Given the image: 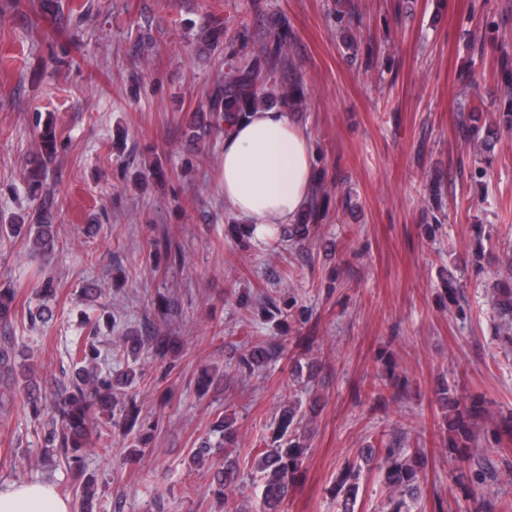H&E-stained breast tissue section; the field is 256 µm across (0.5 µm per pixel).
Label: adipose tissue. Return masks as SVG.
Segmentation results:
<instances>
[{"mask_svg":"<svg viewBox=\"0 0 512 512\" xmlns=\"http://www.w3.org/2000/svg\"><path fill=\"white\" fill-rule=\"evenodd\" d=\"M312 171L309 137L291 109L249 113L224 138V209L252 224L255 238L274 239L296 222ZM0 512H70V505L51 483L18 482L0 488Z\"/></svg>","mask_w":512,"mask_h":512,"instance_id":"ef3b65f1","label":"adipose tissue"}]
</instances>
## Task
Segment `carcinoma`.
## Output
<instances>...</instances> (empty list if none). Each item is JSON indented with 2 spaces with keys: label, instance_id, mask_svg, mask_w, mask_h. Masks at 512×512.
Here are the masks:
<instances>
[{
  "label": "carcinoma",
  "instance_id": "cac0c4a2",
  "mask_svg": "<svg viewBox=\"0 0 512 512\" xmlns=\"http://www.w3.org/2000/svg\"><path fill=\"white\" fill-rule=\"evenodd\" d=\"M336 19L348 32L343 42L353 53L360 51L356 30L361 23L355 9L336 3ZM197 41L206 50H216L224 45L230 54L240 57L239 63L230 65L224 81H218L207 97V111L196 112L184 119L181 132L183 146L190 152L202 153L209 148L212 134H224L230 124L248 112L286 102L294 110L305 106V90L302 75L292 49L294 34L286 23H277L259 38L248 28L226 37L224 22L210 18L197 33ZM484 118L482 113L469 116L465 128L466 142L475 154H481L492 147V136L512 132V112L500 113L498 121L488 125L487 134L481 135ZM39 153L37 158L26 164L23 179L38 205L27 216L26 224H4L0 229L8 234H24L28 238L31 253L49 258L57 250L52 190L46 186L49 164L56 160L61 147L57 129L51 123H44L37 133ZM164 176L163 162L156 158L141 164L137 171L139 184H146ZM324 179H318L312 189L307 207L295 224L288 225V234L301 245L317 238L318 225L326 217ZM164 253L172 265L184 262L183 249L172 247L171 240L163 235L150 243L149 257ZM56 293L52 280L42 282L36 290L39 301V315L50 313L49 302ZM493 302L502 318L512 317V277L499 279L493 287ZM16 307V292L10 287L0 288V323L9 324ZM150 346L155 358L165 360L171 351L169 341L151 334H131L122 337L120 347L132 359H138L140 351ZM98 348L90 338H78L75 342L73 369L59 393L43 397L34 388V364L29 356L14 351L9 341L0 343V365L6 375L0 374L6 391L22 390L27 404L33 411L43 410L51 414L52 427L45 434L44 453L58 452L64 456L76 477L82 479L81 512H94L98 502L97 481L86 474L84 460L86 451L92 448V434L102 438L101 448L112 446V428L123 427L125 433L134 434L130 454L137 456L144 452L146 443L139 426L145 425L141 408L136 404L130 389L141 376L140 369L129 366L115 376L101 375L96 366ZM286 359L292 370L300 369V363L283 343L256 348L245 354L238 364L242 376L252 374L272 360ZM476 407L460 399L455 401L452 413L448 415V454L455 464V479L463 482L464 470L470 467L474 435L472 419ZM305 418L301 403L291 401L281 409L277 431L268 449L254 458L252 472L260 476L261 493L249 512H282V505L288 499L303 460L307 455L298 430ZM236 420L223 415L217 418L214 431L220 434L222 445L237 447L238 429ZM379 467L384 472V484L389 491L387 512H408L405 496H414L421 480L424 461L417 452L405 451L401 434H394L393 440L379 450ZM359 468L349 465L336 483V494L344 498V512H354L351 503L356 501ZM243 474L237 461L227 454L224 467L214 473L210 490L217 498L227 499L241 491Z\"/></svg>",
  "mask_w": 512,
  "mask_h": 512
}]
</instances>
